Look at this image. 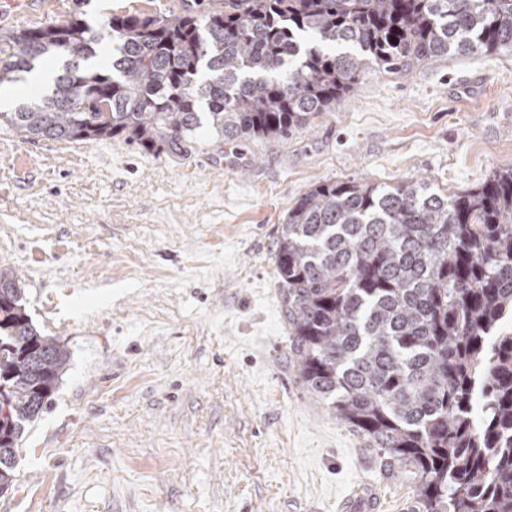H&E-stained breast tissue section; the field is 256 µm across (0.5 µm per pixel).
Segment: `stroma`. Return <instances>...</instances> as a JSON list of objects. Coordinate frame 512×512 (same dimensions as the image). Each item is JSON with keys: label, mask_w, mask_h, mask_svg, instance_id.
<instances>
[{"label": "stroma", "mask_w": 512, "mask_h": 512, "mask_svg": "<svg viewBox=\"0 0 512 512\" xmlns=\"http://www.w3.org/2000/svg\"><path fill=\"white\" fill-rule=\"evenodd\" d=\"M74 0H0V47ZM85 20L170 15L86 0ZM179 158L117 137L0 128V267L69 362L19 442L0 512H411L415 481L308 393L289 354L274 253L323 182L425 180L452 195L512 169V53L366 69L344 105L285 137Z\"/></svg>", "instance_id": "35a3bbf8"}]
</instances>
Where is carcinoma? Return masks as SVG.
Segmentation results:
<instances>
[{
    "label": "carcinoma",
    "mask_w": 512,
    "mask_h": 512,
    "mask_svg": "<svg viewBox=\"0 0 512 512\" xmlns=\"http://www.w3.org/2000/svg\"><path fill=\"white\" fill-rule=\"evenodd\" d=\"M11 40L0 86L42 57L87 61L103 40L112 63H67L0 126L184 155L202 105L222 139L283 137L340 106L373 64L511 53L512 0H225ZM274 260L302 386L408 469L413 512H512V170L450 196L425 181L320 183L288 210ZM68 361L0 268L1 493Z\"/></svg>",
    "instance_id": "cac0c4a2"
}]
</instances>
